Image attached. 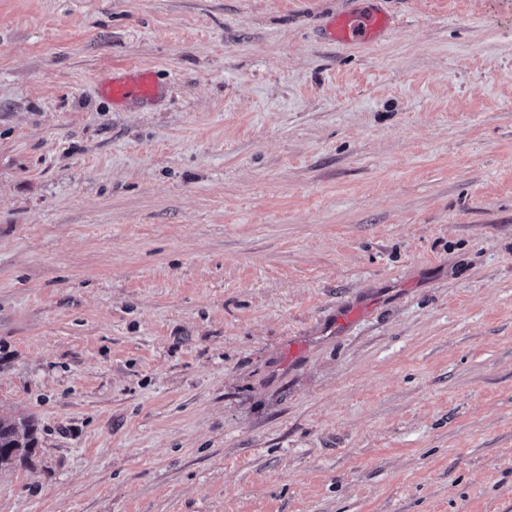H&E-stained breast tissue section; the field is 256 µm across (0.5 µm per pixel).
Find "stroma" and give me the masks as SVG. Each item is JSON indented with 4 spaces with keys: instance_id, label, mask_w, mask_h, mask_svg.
Segmentation results:
<instances>
[{
    "instance_id": "35a3bbf8",
    "label": "stroma",
    "mask_w": 512,
    "mask_h": 512,
    "mask_svg": "<svg viewBox=\"0 0 512 512\" xmlns=\"http://www.w3.org/2000/svg\"><path fill=\"white\" fill-rule=\"evenodd\" d=\"M5 414L0 512H512V0H0ZM389 18L377 11L347 12L333 17L327 24L329 40L341 44L369 42L389 25ZM130 81L112 79L111 84L104 85L106 95L114 101L125 100L130 95H136L142 99L151 100L157 94V85L152 73L147 70H129ZM133 87V88H131ZM34 434L29 420L0 415V466L27 458L36 442Z\"/></svg>"
}]
</instances>
